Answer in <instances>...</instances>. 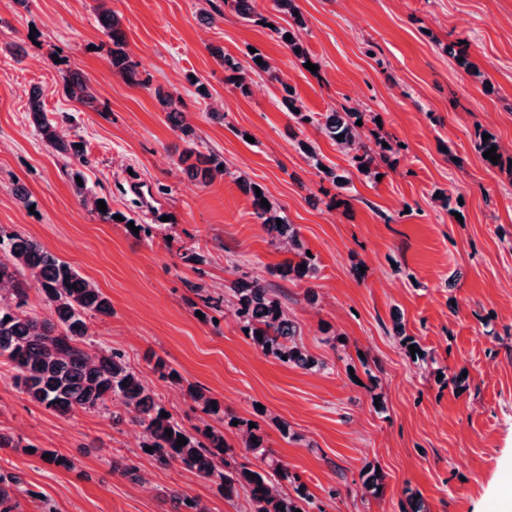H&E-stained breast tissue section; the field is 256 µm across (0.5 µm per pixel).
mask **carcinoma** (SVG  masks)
I'll list each match as a JSON object with an SVG mask.
<instances>
[{"instance_id": "obj_1", "label": "carcinoma", "mask_w": 512, "mask_h": 512, "mask_svg": "<svg viewBox=\"0 0 512 512\" xmlns=\"http://www.w3.org/2000/svg\"><path fill=\"white\" fill-rule=\"evenodd\" d=\"M231 6L242 18L261 25H269L268 18L258 14L251 0H206L208 8L202 18L208 22L224 16V5ZM274 11L287 14L292 23L287 28L274 27L272 31L282 44L302 63L310 60L299 34L304 27L295 0H273ZM99 23L112 42L109 61L112 72L127 81L138 82L136 64L127 49L125 35L119 15L100 5ZM290 40H285L286 35ZM212 54L224 64L228 72L227 81L237 88L247 84V72L273 74L269 61L260 53L251 55L248 65L224 56L220 49ZM261 62H256V59ZM286 96L283 103L288 112L300 124L314 122V117L301 111L293 90L283 85ZM65 94L80 102L94 100L90 80L80 71L74 70L64 78ZM158 100L172 126L186 137L193 129L185 123L184 112L177 106L179 99L174 94H158ZM299 113H294V110ZM29 112L33 124L45 143L65 158L78 155L75 144L63 139L57 131L56 121L44 112L40 91L34 89L29 98ZM362 113L352 109L327 113L317 125L326 135L344 150L352 153L353 166L357 171L369 175L375 162L370 146L363 140L361 127L356 125ZM196 162H191V159ZM184 171L203 185L228 174L224 162L214 155L205 158L193 148L185 149L180 157ZM251 193L253 215L261 220L274 240L284 244L288 252L298 261L286 260L279 265L281 275L297 279L315 277V259L299 239L294 225L280 214L274 205L264 207L261 199L266 194L256 195L255 186L248 183ZM282 223H277V220ZM305 268H300V265ZM6 293L0 294V362L7 365L14 386L27 399L59 415H70L77 411L112 409V424L118 425L124 417L134 413L143 429L141 447H150L148 453L161 466L179 464L196 476L215 481L224 497L231 498L238 488L248 489L250 512H307L309 502L306 488L298 479H293V491L286 492L281 482L289 479L288 469L276 460L265 446L264 438L253 429H248L246 447L266 466L265 470H251L245 464L231 463L226 459L231 445L224 439L219 428L205 424L191 432L172 414L161 416L164 407L156 400L148 382L126 362L124 354L108 350L89 339L87 318L112 315V302L94 283L82 276L71 265L59 260L40 242L18 233L0 230V286ZM36 291L41 301L50 310V316L41 317L30 308V291ZM232 308L234 316L251 339L265 355L284 364L310 372L325 369L324 361L309 355L298 341L300 336L296 322L282 305L274 289L253 279L233 287ZM395 336L404 348L413 345L418 352L415 361L428 362L427 353L421 349L415 337L406 334L401 321L394 324ZM190 397L203 414L221 420L220 408L212 407L214 399L191 388ZM172 434L165 435V430ZM187 443L177 446L178 436ZM255 474L250 478L246 471ZM24 492L22 480L12 474L0 472V512H16L17 495ZM172 512H205L200 501L188 495L170 497Z\"/></svg>"}]
</instances>
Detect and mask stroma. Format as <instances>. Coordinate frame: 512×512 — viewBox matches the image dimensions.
Returning <instances> with one entry per match:
<instances>
[{"mask_svg": "<svg viewBox=\"0 0 512 512\" xmlns=\"http://www.w3.org/2000/svg\"><path fill=\"white\" fill-rule=\"evenodd\" d=\"M102 2L121 16L144 84L113 73ZM296 5L314 73L232 8L201 22L203 0H0V229L39 240L109 297L111 316L88 322L92 340L121 351L186 428L203 419L194 387L222 406L233 460L254 469L244 438L247 423L257 425L305 485L308 512H408L413 497L427 512H501L512 493V167L487 166L474 133L495 134L512 158V0ZM459 39L472 70L448 55ZM216 47L243 63L258 50L277 75L251 74L247 90L236 89ZM72 69L90 79L93 103L66 97ZM199 83L208 97L197 95ZM286 84L311 115L361 112L370 143L392 145L390 160L359 173L316 125L294 121ZM36 87L83 160L43 142L29 116ZM160 90L182 97L197 151L219 155L230 176L204 185L183 171L186 143ZM301 140L347 172V189L318 173ZM248 182L295 225L315 277L277 274L289 254L254 217ZM98 197L120 222L100 220ZM133 222L151 235L134 234ZM192 250L203 262L185 261ZM252 278L276 288L325 371L266 356L231 306L214 313L197 293L226 296ZM397 319L431 366L400 347ZM159 360L182 385L159 377ZM1 430L21 442L0 449V471L25 481L18 512H166V491L207 512L246 505L179 465L158 466L137 423L53 414L0 375ZM43 449L72 458L74 469L48 464ZM129 465L145 483L123 475ZM370 469L382 475L380 491L365 483Z\"/></svg>", "mask_w": 512, "mask_h": 512, "instance_id": "35a3bbf8", "label": "stroma"}]
</instances>
